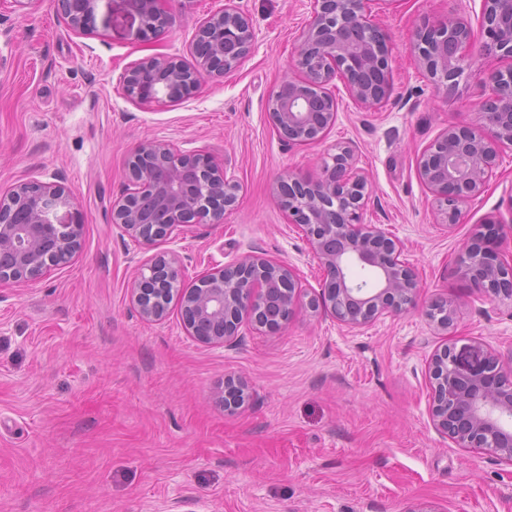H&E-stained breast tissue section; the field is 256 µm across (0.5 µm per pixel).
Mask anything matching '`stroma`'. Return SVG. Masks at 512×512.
<instances>
[{
  "mask_svg": "<svg viewBox=\"0 0 512 512\" xmlns=\"http://www.w3.org/2000/svg\"><path fill=\"white\" fill-rule=\"evenodd\" d=\"M256 33L232 72L191 99L142 107L117 79L155 53L190 60L200 24L224 0H172L158 40L136 38L122 0H100L97 30L70 29L54 0H0V193L37 180L65 185L84 226L75 259L31 286L0 285V512H512V462L458 447L430 416L428 364L446 339L512 350V300L471 288L456 257L485 217L512 225V147L462 224L438 223L418 156L451 123L479 126L495 59L473 54L453 94L411 50L420 26L455 14L479 28L482 0H373L388 34L392 94L368 110L342 81L325 140L286 145L267 97L294 64L315 0H237ZM148 140L210 153L241 186L220 224H191L161 243L183 284L252 252L287 261L310 292L321 270L272 192L323 153L351 145L384 225L420 282L416 304L348 330L324 312L282 331L242 325L221 347L183 326L178 304L143 321L128 288L146 251L111 221L127 158ZM448 299L454 324L424 315ZM249 404L225 411L224 380Z\"/></svg>",
  "mask_w": 512,
  "mask_h": 512,
  "instance_id": "35a3bbf8",
  "label": "stroma"
}]
</instances>
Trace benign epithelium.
Instances as JSON below:
<instances>
[{
  "label": "benign epithelium",
  "instance_id": "7a95c632",
  "mask_svg": "<svg viewBox=\"0 0 512 512\" xmlns=\"http://www.w3.org/2000/svg\"><path fill=\"white\" fill-rule=\"evenodd\" d=\"M99 0H56L70 27L96 29ZM139 20L137 35H159L171 24L170 0H123ZM476 41L468 22L446 17L415 31L413 52L424 70L447 90L457 86L467 53L512 59V0H482ZM369 0H317L300 32L294 72L270 91L267 109L279 138L291 147L323 140L335 122L337 103L328 91L343 80L362 107H382L392 91L388 35L371 18ZM254 28L236 0L198 29L194 64L156 53L119 76L124 96L140 105L195 97L210 76L235 70L253 48ZM489 93L474 129L451 123L417 158V174L430 191L441 224L461 223L464 208L485 190L499 148L512 145V66L488 75ZM129 183L112 203V223L146 247L171 237L179 227L224 222L235 209L239 184L227 167L206 152H181L163 140L138 145L129 155ZM288 223L299 227L318 260L323 279L311 294L287 262L252 253L229 266H216L185 288L180 257L156 252L133 273L130 300L146 322L168 314L164 299L147 300L155 281L176 294L188 334L208 346L239 335L243 323L259 330L283 329L302 311H323L349 329L365 326L415 304L419 283L401 259L402 246L380 224H367L370 198L365 174L349 145L323 157L316 170L279 178L272 187ZM61 185L30 181L0 194V284H32L69 263L80 251L83 224ZM512 238V225L488 217L459 255L458 268L471 287L494 298L512 299V262L497 251ZM442 331L454 322L448 300L425 311ZM431 417L435 427L461 448H479L512 462V355L508 364L475 346L445 343L430 361ZM240 378L224 380V408L237 410L248 398Z\"/></svg>",
  "mask_w": 512,
  "mask_h": 512
}]
</instances>
